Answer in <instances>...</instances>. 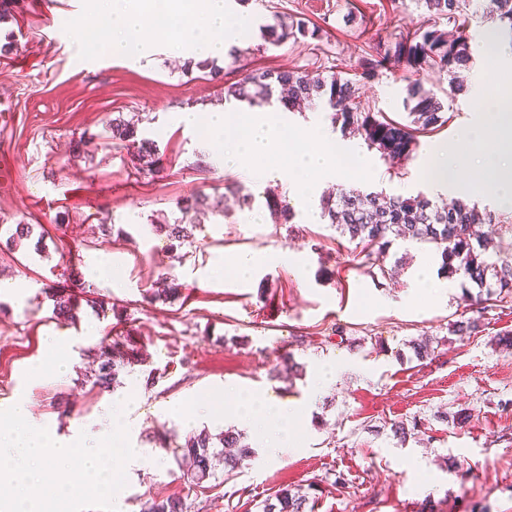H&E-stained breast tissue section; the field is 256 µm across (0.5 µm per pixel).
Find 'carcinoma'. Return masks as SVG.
I'll use <instances>...</instances> for the list:
<instances>
[{"mask_svg":"<svg viewBox=\"0 0 512 512\" xmlns=\"http://www.w3.org/2000/svg\"><path fill=\"white\" fill-rule=\"evenodd\" d=\"M424 2L435 21L411 36L374 47L371 54L357 62L361 77H372L388 67L417 72L428 66L448 74L449 87H454L457 74L469 68L472 60L470 38L466 35V12L471 0ZM481 6L487 19L495 24L494 32L512 37V0H482ZM441 19L455 23V29L448 31L440 27L437 21ZM260 30L264 42L273 46L290 39L296 42L308 36L315 38L318 33L317 29L309 28L304 18L292 16L273 25H262ZM406 92L404 106L412 117L407 124L388 120L376 112L361 111L356 81L335 74L327 78L321 73L295 69L251 71L224 86V100L233 98L262 104L276 94L288 110L322 101L333 127L344 133L360 134L383 160L397 164L411 157L416 132H430L447 122L442 103L425 89L420 79L408 81ZM107 131L110 139L135 149L144 166L156 163L153 142L137 138L136 121L114 118ZM204 205L205 199L201 197L184 199L180 202L181 219L173 224L167 221L156 224L155 231L180 246L185 244L192 236L191 228L195 227L193 214ZM321 209L322 217L355 244L356 258L371 277L386 278L396 272L401 260L391 267L386 264L394 243L433 244L440 251L442 272L477 289V294L470 296L471 304L479 305L493 298L512 308V259L489 250L480 234L481 225L493 222L487 208L458 197L439 204L423 194L402 197L352 189L333 198H322ZM160 282L162 287L147 291L150 300L171 303L181 298L183 287L170 272H160ZM51 300L53 317L76 318L80 300L74 294L59 287L54 289ZM98 360L93 387L100 391L113 389L120 384L121 370L139 361V348L132 336H119L99 348ZM154 441L155 447L173 454L181 479L190 489L200 488L206 480L216 477L219 468L225 475H232L245 466L252 454L240 434L231 430L213 434L204 427L183 443L177 442L175 431L167 430L154 437ZM317 492L315 483L308 484L305 490L283 486L263 501L261 512H307L309 500ZM187 509L182 497L169 495L146 501L141 512H187Z\"/></svg>","mask_w":512,"mask_h":512,"instance_id":"1","label":"carcinoma"}]
</instances>
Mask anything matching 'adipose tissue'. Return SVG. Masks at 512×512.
<instances>
[{"label":"adipose tissue","instance_id":"adipose-tissue-1","mask_svg":"<svg viewBox=\"0 0 512 512\" xmlns=\"http://www.w3.org/2000/svg\"><path fill=\"white\" fill-rule=\"evenodd\" d=\"M93 13L106 36L100 45L102 52L120 59L144 54L150 47L145 23L153 11L146 0H93ZM167 14L175 46L204 58L224 55L244 23L239 12L228 9L227 0H202L196 23L189 30L177 25L181 0H167ZM481 110V122L462 134L463 141L481 147V155L438 145L430 160L420 167L419 177L436 189L455 188L464 173L477 171L495 190L500 204L511 208L512 100L496 98L482 104ZM204 118L208 128L206 145L219 148L225 166L252 170L265 179H279L303 200L316 195L325 180L337 177V156L329 148L333 134L327 126L289 123L287 111L280 106L263 108L258 117L247 109L211 112ZM305 410L302 402L290 404L240 393L234 417L258 433L273 429L282 443Z\"/></svg>","mask_w":512,"mask_h":512}]
</instances>
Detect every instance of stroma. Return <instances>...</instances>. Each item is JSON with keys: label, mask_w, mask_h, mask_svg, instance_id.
<instances>
[{"label": "stroma", "mask_w": 512, "mask_h": 512, "mask_svg": "<svg viewBox=\"0 0 512 512\" xmlns=\"http://www.w3.org/2000/svg\"><path fill=\"white\" fill-rule=\"evenodd\" d=\"M13 3L0 23V44L16 45L0 55V225H33L42 243L10 250L0 234V280L22 285L20 295L0 296V404L22 391L35 422L65 434L98 432L110 426L112 395H131L138 442L146 447L165 428L183 440L197 428H230L224 415L233 407L232 388L294 402L321 373L327 381L300 419L291 451L270 456L263 439L248 432L255 451L249 465L192 492L172 455L162 454L128 477L121 491L127 512L178 494L188 512H259L279 487L314 481L322 492L311 512H512V347L498 342L512 334V308L489 307L481 331L454 334L452 324L469 304L459 279L449 280L438 300L418 286L424 259L439 256L433 246L395 244L390 255L406 256L404 269L391 280L372 278L336 228L308 220L319 200L305 205L287 184L205 162L206 124L190 128L179 115L226 109L223 90L208 70L171 53L166 31L153 56H93L89 47L102 32L84 17L88 0ZM241 8L238 56L215 59L230 82L242 65L348 77L377 42L414 32L429 16L422 0H243ZM295 12L318 26V38L263 45L260 25ZM420 77L442 101L447 123L418 134L411 159L395 165L367 149L372 177L357 186L404 197H467L494 212L493 241L512 255V210L500 207L478 175L441 191L415 175L433 147L456 142L480 122L481 102L512 78V55L500 61L475 53L459 92L435 69ZM405 86L403 72L381 71L361 81L360 107L407 122ZM120 115L139 118V137L154 142V170L141 168L120 142L104 141ZM82 138L88 144L75 153ZM233 188L250 196V205L229 198ZM196 195L207 206L196 215L193 241L170 249L153 226L179 219L180 202ZM271 195L288 205L289 226L275 223ZM105 222L112 226L107 240L99 229ZM246 249L270 256L253 279L207 277L225 255ZM282 252L295 264L280 262ZM66 255L76 257L88 298L115 303L117 313L100 316L87 303L75 321L53 319L44 289L63 285ZM105 263L121 288L98 278ZM164 268L184 286L171 304L146 297ZM126 334L142 346L146 363L124 368L115 391L93 389L84 377L88 352ZM54 338L56 350L49 347ZM425 338L432 353L421 359L410 343ZM287 352L304 368L290 384L272 374ZM62 360L71 363L68 373L53 369ZM151 371L156 382L149 387ZM213 388L225 396L194 428L166 414L173 403L195 407ZM396 422L408 425L406 438L394 435ZM339 473L345 486L335 483Z\"/></svg>", "instance_id": "1"}]
</instances>
